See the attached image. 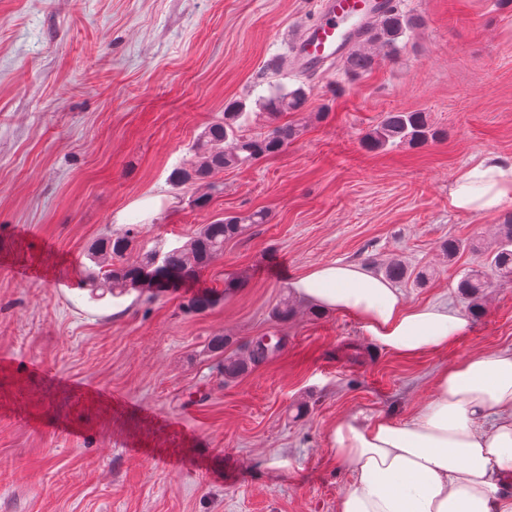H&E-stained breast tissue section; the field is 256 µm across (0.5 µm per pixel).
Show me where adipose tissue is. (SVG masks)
Here are the masks:
<instances>
[{"label":"adipose tissue","instance_id":"obj_1","mask_svg":"<svg viewBox=\"0 0 512 512\" xmlns=\"http://www.w3.org/2000/svg\"><path fill=\"white\" fill-rule=\"evenodd\" d=\"M448 204L489 216L512 204V158L488 154L448 185ZM316 309L355 315L401 356L447 348L469 322L445 303L405 304L389 280L354 263L317 265L290 283ZM337 461L350 473L337 512H512V350L441 369L409 420L337 419Z\"/></svg>","mask_w":512,"mask_h":512}]
</instances>
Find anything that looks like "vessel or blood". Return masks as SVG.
<instances>
[{
    "label": "vessel or blood",
    "mask_w": 512,
    "mask_h": 512,
    "mask_svg": "<svg viewBox=\"0 0 512 512\" xmlns=\"http://www.w3.org/2000/svg\"><path fill=\"white\" fill-rule=\"evenodd\" d=\"M365 0H322L316 21L305 28L295 43L294 57L301 67L320 66L346 54L356 38L348 23L354 19L372 21L394 8V0H378L377 10L367 9Z\"/></svg>",
    "instance_id": "vessel-or-blood-1"
}]
</instances>
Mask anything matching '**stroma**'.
I'll return each mask as SVG.
<instances>
[{
    "label": "stroma",
    "instance_id": "1",
    "mask_svg": "<svg viewBox=\"0 0 512 512\" xmlns=\"http://www.w3.org/2000/svg\"><path fill=\"white\" fill-rule=\"evenodd\" d=\"M318 2L0 0V512H336L350 484L329 442L338 418L404 422L441 368L512 349V282L477 312L457 290L512 205L484 218L448 205L465 167L512 157V0H400L417 21L405 49L360 76L339 60L295 66L290 35ZM300 85L308 102L281 152L217 174L224 189L202 208L198 184L170 185L225 103L245 102L255 135L268 126L258 97ZM392 110L428 113L442 139L366 149ZM259 209L266 223L195 282L82 287L88 250L128 225L138 250L163 253ZM451 237L475 246L448 260ZM395 258L406 303L468 319L448 348L399 356L288 288L319 264L381 275ZM212 289L214 307L184 311ZM260 336L280 338L279 354L225 379V356Z\"/></svg>",
    "mask_w": 512,
    "mask_h": 512
}]
</instances>
